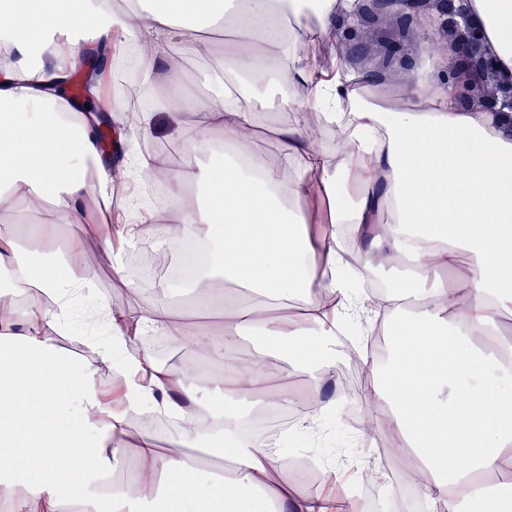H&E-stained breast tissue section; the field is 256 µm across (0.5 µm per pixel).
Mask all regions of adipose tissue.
I'll use <instances>...</instances> for the list:
<instances>
[{
    "label": "adipose tissue",
    "instance_id": "obj_1",
    "mask_svg": "<svg viewBox=\"0 0 512 512\" xmlns=\"http://www.w3.org/2000/svg\"><path fill=\"white\" fill-rule=\"evenodd\" d=\"M361 0H0V502L13 512H362L353 495L311 490L286 478V455L247 419L276 398L312 405L298 431L329 412L330 346L347 327L390 348L371 360L358 397L385 408L376 435L404 449L424 500L441 512H512L499 477L512 472V133L480 106H463L446 75L455 53L436 49L441 31L422 17L424 62L396 94L348 66L320 68L310 47L333 25H357ZM501 77H512V0H469ZM147 48L142 81L162 88L150 107L112 97V120L135 118L144 139L154 113L178 117L183 145L168 173L166 209L127 202L130 224H113L111 162L98 142V113L64 94L82 58L105 71L126 51ZM52 64H44L46 49ZM210 56L207 89L187 92L170 65ZM315 112L340 138L313 141ZM272 124L278 160L249 147ZM71 226L58 240L59 225ZM108 224L114 240L151 237L208 259L182 281L192 301L182 321L161 300L137 319L94 289L82 262L86 225ZM358 259L346 275L342 249ZM389 274L373 298L355 283ZM94 309L104 337H86L96 363L62 354L72 301ZM165 334L216 364L202 375L176 370L139 346ZM254 349L239 362L236 345ZM114 369L123 395L113 406L97 379ZM177 418L178 446L161 452L150 427L137 441L134 482L114 479L131 418L144 409ZM112 476L100 490L96 476Z\"/></svg>",
    "mask_w": 512,
    "mask_h": 512
}]
</instances>
